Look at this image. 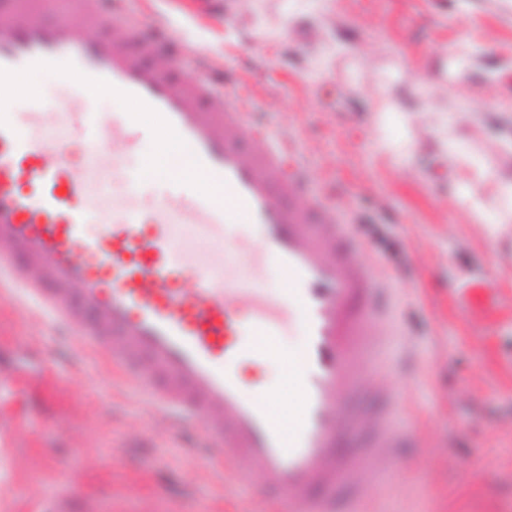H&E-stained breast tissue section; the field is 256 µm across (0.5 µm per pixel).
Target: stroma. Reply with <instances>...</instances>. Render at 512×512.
<instances>
[{"label":"stroma","mask_w":512,"mask_h":512,"mask_svg":"<svg viewBox=\"0 0 512 512\" xmlns=\"http://www.w3.org/2000/svg\"><path fill=\"white\" fill-rule=\"evenodd\" d=\"M165 25L186 68L232 70L255 121L298 149L342 215L384 224L407 256L370 245L399 298L396 427L419 435L374 462L365 512H512V0H127ZM52 71L18 87L59 110ZM457 147L478 173L448 159ZM505 213L497 232L475 209ZM200 422L171 428L69 329L0 292V512H271L260 474L212 469Z\"/></svg>","instance_id":"35a3bbf8"}]
</instances>
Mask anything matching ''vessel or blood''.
Here are the masks:
<instances>
[{"label": "vessel or blood", "instance_id": "obj_1", "mask_svg": "<svg viewBox=\"0 0 512 512\" xmlns=\"http://www.w3.org/2000/svg\"><path fill=\"white\" fill-rule=\"evenodd\" d=\"M46 0H0V270L21 267V287L51 321L78 326L81 345L102 352L132 386L158 390L160 411L200 419L214 465L237 479L259 471L267 491L287 494L291 512H334L336 490L370 489L368 463L391 459L406 435L391 424L397 399L353 407L366 369L385 353L392 311L388 283L337 208L277 135L255 129L227 89L197 69L181 70L130 22L108 40L73 27L37 24ZM56 71L73 93L58 118L94 147L74 166L65 144L46 137V114L32 104L26 124L14 111L19 78ZM129 104L102 125L89 94ZM183 145L196 179L170 182L166 197L142 210V171L126 160L153 136ZM126 188L108 209V186ZM254 242H236L245 265L215 253L200 258L195 235L234 240V222ZM99 223L89 237L85 227ZM286 280L281 295L260 283L269 268ZM297 327L296 405L283 427L266 391L238 372L245 359L270 358L268 342ZM368 447L342 453V436Z\"/></svg>", "mask_w": 512, "mask_h": 512}]
</instances>
